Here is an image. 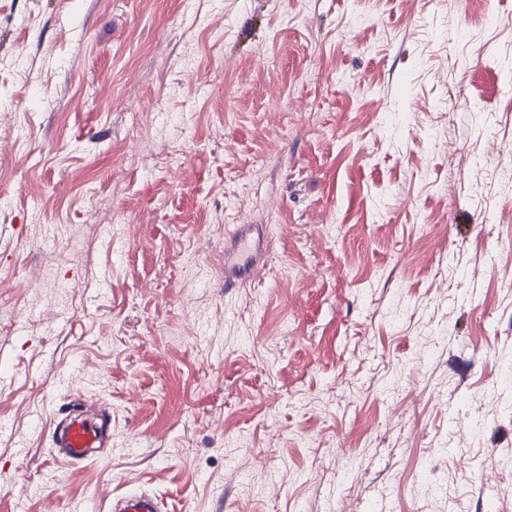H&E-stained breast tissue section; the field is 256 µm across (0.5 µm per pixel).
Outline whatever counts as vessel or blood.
I'll return each instance as SVG.
<instances>
[{
  "instance_id": "1",
  "label": "vessel or blood",
  "mask_w": 512,
  "mask_h": 512,
  "mask_svg": "<svg viewBox=\"0 0 512 512\" xmlns=\"http://www.w3.org/2000/svg\"><path fill=\"white\" fill-rule=\"evenodd\" d=\"M110 414L102 407L76 409L52 428L50 438L55 459L80 464L104 447ZM108 512H162L156 497L131 493L112 499Z\"/></svg>"
}]
</instances>
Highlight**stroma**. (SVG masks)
<instances>
[{"label":"stroma","instance_id":"obj_1","mask_svg":"<svg viewBox=\"0 0 512 512\" xmlns=\"http://www.w3.org/2000/svg\"><path fill=\"white\" fill-rule=\"evenodd\" d=\"M510 148L512 0H0V512H512ZM250 260L243 263H234L229 260V256L224 251V288H237V286L250 276L256 263ZM110 414L102 407L75 409L52 428L54 458L69 464L89 460L105 448ZM156 497L146 493H131L113 498L107 512H161Z\"/></svg>","mask_w":512,"mask_h":512}]
</instances>
